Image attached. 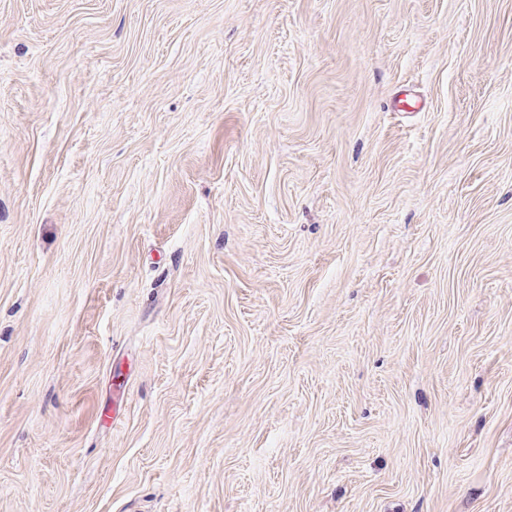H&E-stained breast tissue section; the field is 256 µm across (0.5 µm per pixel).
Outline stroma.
<instances>
[{"label": "stroma", "mask_w": 512, "mask_h": 512, "mask_svg": "<svg viewBox=\"0 0 512 512\" xmlns=\"http://www.w3.org/2000/svg\"><path fill=\"white\" fill-rule=\"evenodd\" d=\"M0 512H512V0H0Z\"/></svg>", "instance_id": "1"}]
</instances>
